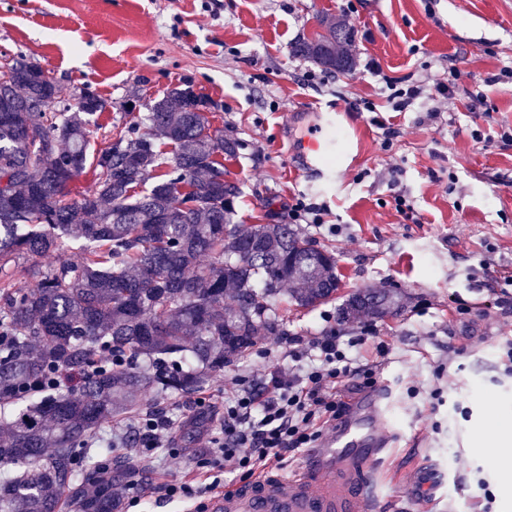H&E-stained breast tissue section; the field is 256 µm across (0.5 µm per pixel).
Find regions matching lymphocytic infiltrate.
Here are the masks:
<instances>
[{"instance_id":"obj_1","label":"lymphocytic infiltrate","mask_w":512,"mask_h":512,"mask_svg":"<svg viewBox=\"0 0 512 512\" xmlns=\"http://www.w3.org/2000/svg\"><path fill=\"white\" fill-rule=\"evenodd\" d=\"M339 340L333 329L309 341L289 337L287 370L237 378L236 390L224 401L219 433H204L197 447L184 451L193 477L160 483L162 496L193 501L222 489L223 473L248 480L281 465L287 452L314 447L326 426L345 414L346 384L376 383L375 365L341 349ZM172 427L166 414L150 410L133 430L116 428L112 443L132 439L139 450L151 452L168 445Z\"/></svg>"}]
</instances>
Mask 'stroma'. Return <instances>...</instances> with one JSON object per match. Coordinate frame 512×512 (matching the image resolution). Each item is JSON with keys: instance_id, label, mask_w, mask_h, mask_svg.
Masks as SVG:
<instances>
[{"instance_id": "1", "label": "stroma", "mask_w": 512, "mask_h": 512, "mask_svg": "<svg viewBox=\"0 0 512 512\" xmlns=\"http://www.w3.org/2000/svg\"><path fill=\"white\" fill-rule=\"evenodd\" d=\"M326 16L345 18L352 30L348 72H321L291 53ZM20 58L39 62L62 97L86 89L107 101L99 148L125 133L126 104L144 111L185 81L211 99L212 127L241 144L224 161L240 188V223H289L300 198L324 205V229L296 230L335 253L340 295L395 288L404 296L398 314L371 321L389 347L378 375L388 408L376 425L391 435L373 466L374 512H394L418 495L426 465L444 483L423 512H481V478L494 512H512L494 458L475 445L497 413L512 414V381L501 378L497 357L498 343L512 339V312L492 306L496 279L512 273V145L471 137L479 127H512V84L484 83L512 66V0H0V63ZM370 60L403 84L424 83L425 98L392 111L382 76L365 67ZM452 71L457 88L448 100L437 86ZM359 100L375 112L356 111ZM327 112L340 114L355 148L348 166L323 182L295 165L304 128ZM384 123L398 137L385 140ZM394 182L413 219L396 211ZM458 299L470 314H457ZM338 308L335 300L312 309L280 302L282 331L261 332L256 350L205 373L197 396L139 400L164 409L177 446L194 447L199 429L216 426L198 399L221 402L238 375L287 367L285 335L309 340L333 327L359 336L360 324L340 322ZM450 359L455 369L436 377ZM185 471L171 449H159L141 484L124 491L121 512H189L190 502L156 490Z\"/></svg>"}]
</instances>
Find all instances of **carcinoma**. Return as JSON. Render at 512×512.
<instances>
[{"mask_svg":"<svg viewBox=\"0 0 512 512\" xmlns=\"http://www.w3.org/2000/svg\"><path fill=\"white\" fill-rule=\"evenodd\" d=\"M350 43L345 22L326 17L294 52L349 71ZM16 64L0 83V469L12 470L0 512H118L113 487L136 468L119 449L91 455L102 424L139 411V392H196L259 329L281 327L283 292L305 309L334 299L337 260L291 224L236 221L224 156L239 144L200 111L207 97L180 84L93 152L106 102L74 92L77 110L57 109L59 86L40 63ZM34 99L43 107L29 108ZM88 168L91 188L69 199ZM71 241L76 262L65 258ZM27 255L48 259L33 288L14 282ZM401 308L397 291L370 288L341 314L358 322ZM103 350L117 363L95 364ZM56 369L63 386L49 382Z\"/></svg>","mask_w":512,"mask_h":512,"instance_id":"obj_1","label":"carcinoma"}]
</instances>
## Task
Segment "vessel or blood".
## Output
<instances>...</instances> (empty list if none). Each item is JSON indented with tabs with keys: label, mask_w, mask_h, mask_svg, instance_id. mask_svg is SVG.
<instances>
[{
	"label": "vessel or blood",
	"mask_w": 512,
	"mask_h": 512,
	"mask_svg": "<svg viewBox=\"0 0 512 512\" xmlns=\"http://www.w3.org/2000/svg\"><path fill=\"white\" fill-rule=\"evenodd\" d=\"M333 117L308 125L302 138L299 170L330 177L328 156L346 161L339 150ZM387 399L376 390L350 403L346 418L337 423L321 450L291 474L251 480L230 491L215 493L205 502L206 512H371L370 468L390 444L388 434L374 426V414Z\"/></svg>",
	"instance_id": "1"
}]
</instances>
